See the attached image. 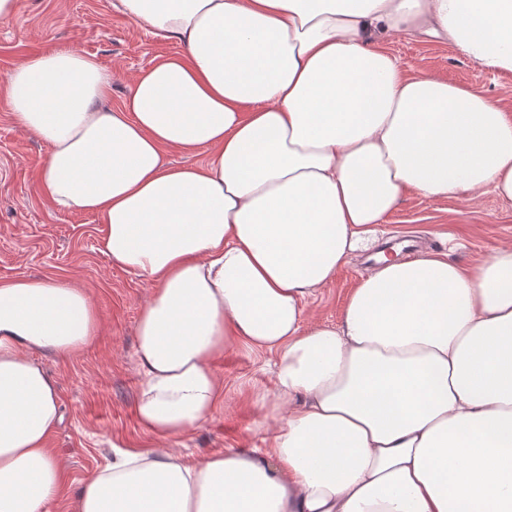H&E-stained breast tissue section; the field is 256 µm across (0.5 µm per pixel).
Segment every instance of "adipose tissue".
<instances>
[{
  "mask_svg": "<svg viewBox=\"0 0 512 512\" xmlns=\"http://www.w3.org/2000/svg\"><path fill=\"white\" fill-rule=\"evenodd\" d=\"M182 55L132 80L53 48L0 96L49 146L38 192L98 215L99 251L154 290L137 322L135 413L161 445L121 451L74 512H512V248L360 278L338 324L306 307L404 199L512 201V118L483 93L411 71L383 47L443 38L512 71V0H116ZM205 150L171 166L169 151ZM99 316L62 278L0 282V512H51L47 446L63 419L35 359L88 346ZM274 356L267 448L189 463L164 446L212 420L216 362Z\"/></svg>",
  "mask_w": 512,
  "mask_h": 512,
  "instance_id": "adipose-tissue-1",
  "label": "adipose tissue"
}]
</instances>
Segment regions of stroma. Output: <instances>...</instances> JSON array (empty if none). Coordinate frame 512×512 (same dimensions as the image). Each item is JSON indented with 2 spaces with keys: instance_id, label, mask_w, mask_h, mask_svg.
Segmentation results:
<instances>
[{
  "instance_id": "35a3bbf8",
  "label": "stroma",
  "mask_w": 512,
  "mask_h": 512,
  "mask_svg": "<svg viewBox=\"0 0 512 512\" xmlns=\"http://www.w3.org/2000/svg\"><path fill=\"white\" fill-rule=\"evenodd\" d=\"M113 0H17L15 14L0 20V81L28 56L73 47L96 56L112 76L107 104L119 109L130 95L131 78L159 60L178 54L181 44L154 39L123 17ZM401 63L451 83L473 88L512 113V72L495 71L469 59L449 42L407 34L387 41ZM48 145L20 129L0 98V280L19 275L64 278L89 292L99 315L93 342L79 353L39 355L55 379L64 420L48 440L63 466L65 494L53 512H72V499L111 460L114 449L150 445L135 414L140 376L135 361L136 324L152 285L132 269L111 265L98 249L104 226L88 213L56 210L38 193L37 171ZM421 234L432 252L462 265H477L512 245V203L485 192L455 198L405 196L364 249L322 288L309 309L313 325L339 323L346 301L369 270L367 253L397 236ZM271 355L237 348L225 352L217 370L224 401L213 419L171 441L180 455L198 459L216 448H260L275 427L258 424L252 408L256 389H271Z\"/></svg>"
}]
</instances>
